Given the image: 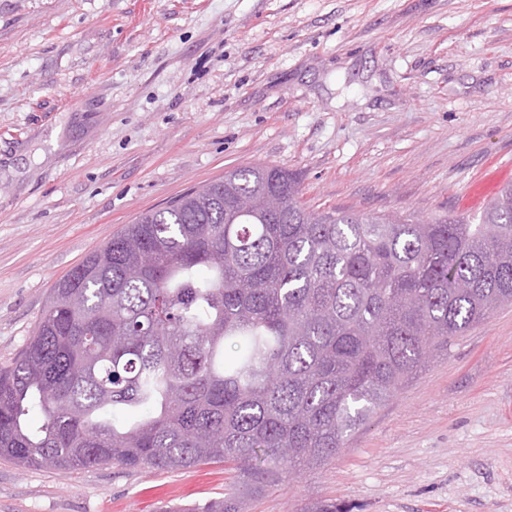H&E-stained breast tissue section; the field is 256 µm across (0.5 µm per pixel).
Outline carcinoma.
<instances>
[{
	"label": "carcinoma",
	"instance_id": "obj_1",
	"mask_svg": "<svg viewBox=\"0 0 512 512\" xmlns=\"http://www.w3.org/2000/svg\"><path fill=\"white\" fill-rule=\"evenodd\" d=\"M300 195L286 168L228 171L59 281L0 368V457L60 473L224 462V496L180 512H247L512 305V185L476 224L313 213Z\"/></svg>",
	"mask_w": 512,
	"mask_h": 512
}]
</instances>
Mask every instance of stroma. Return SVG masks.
<instances>
[{
	"instance_id": "1",
	"label": "stroma",
	"mask_w": 512,
	"mask_h": 512,
	"mask_svg": "<svg viewBox=\"0 0 512 512\" xmlns=\"http://www.w3.org/2000/svg\"><path fill=\"white\" fill-rule=\"evenodd\" d=\"M255 163L310 210L479 219L512 181V0H0V366L141 213ZM233 470L0 459V512H158ZM512 512V305L249 512Z\"/></svg>"
}]
</instances>
